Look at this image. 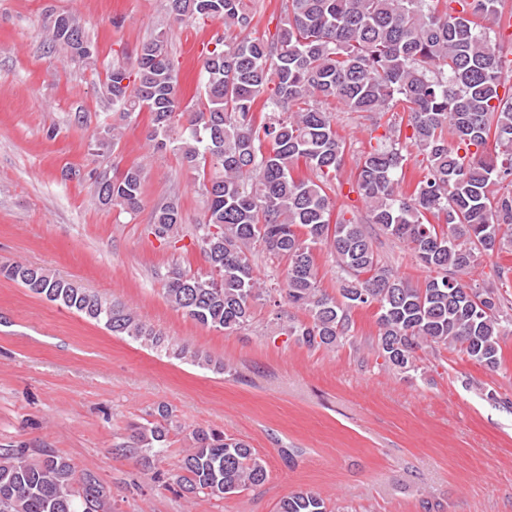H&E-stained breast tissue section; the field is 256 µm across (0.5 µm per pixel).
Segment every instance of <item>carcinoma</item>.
<instances>
[{"label": "carcinoma", "instance_id": "1", "mask_svg": "<svg viewBox=\"0 0 512 512\" xmlns=\"http://www.w3.org/2000/svg\"><path fill=\"white\" fill-rule=\"evenodd\" d=\"M177 20L218 18L234 38L216 35L203 60L202 108L182 109L178 72L161 27L136 50L135 72L114 65L100 86L119 122L99 126V151L122 137L124 122L149 114L150 138L178 154L202 178L204 221L195 238L209 267L168 272V303L194 321L226 333L250 325L255 304L279 292L307 320L279 331L309 348L332 349L350 332V312L377 305V350L401 374L420 370L423 346L457 350L488 369L501 364L500 337L512 324L504 297L463 283L482 252L512 254V59L496 33L512 28L509 0H286L272 38L247 35L255 13L247 0H169ZM47 50L91 66L96 50L80 19L48 17ZM134 79L135 84L126 83ZM335 99L368 117L400 112L376 144L361 151L349 192L367 203L365 221L334 209L336 175L346 142ZM413 147L425 165L414 191L398 189L399 170ZM314 178L295 175L299 163ZM94 198L134 214L143 172L98 175ZM178 203L153 210L151 234H179ZM375 224L436 271L421 285L395 273L374 250ZM329 248L338 295L317 280L315 251ZM285 264L283 286L265 288L254 256ZM0 276L174 358L218 374L221 360L158 333L125 303L79 287L42 267L0 266ZM172 410L159 405L132 425L119 450L150 464L168 448ZM266 464L243 440L212 429L189 433L173 481L187 497L222 499L260 487ZM0 512H112L111 490L91 472L77 473L45 448H0ZM279 512H327L320 494L299 490Z\"/></svg>", "mask_w": 512, "mask_h": 512}]
</instances>
